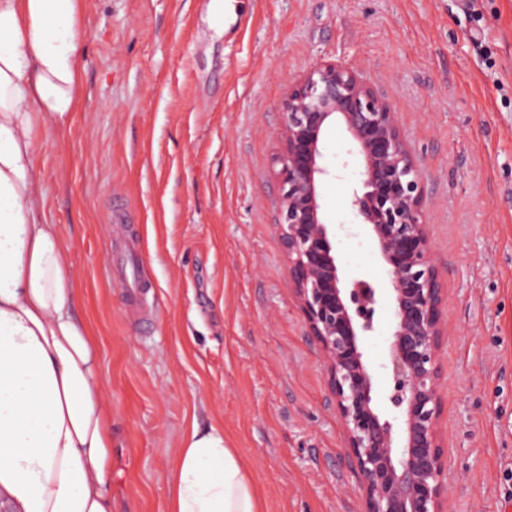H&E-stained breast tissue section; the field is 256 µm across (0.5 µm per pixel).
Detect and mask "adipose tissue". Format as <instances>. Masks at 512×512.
<instances>
[{
    "mask_svg": "<svg viewBox=\"0 0 512 512\" xmlns=\"http://www.w3.org/2000/svg\"><path fill=\"white\" fill-rule=\"evenodd\" d=\"M84 0H0V512H112V406L74 311L70 248L46 215L37 147L79 105ZM168 512H263L223 431L180 442Z\"/></svg>",
    "mask_w": 512,
    "mask_h": 512,
    "instance_id": "obj_1",
    "label": "adipose tissue"
}]
</instances>
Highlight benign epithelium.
Wrapping results in <instances>:
<instances>
[{
  "label": "benign epithelium",
  "mask_w": 512,
  "mask_h": 512,
  "mask_svg": "<svg viewBox=\"0 0 512 512\" xmlns=\"http://www.w3.org/2000/svg\"><path fill=\"white\" fill-rule=\"evenodd\" d=\"M282 111L277 181L288 279L327 362L363 512H444L448 485L438 433L444 290L432 258L421 173L396 113L341 61L318 62L294 81ZM338 117L353 139L347 155L363 157L348 208L372 227L388 267L387 288L364 276L342 283L318 203L319 182L330 175L322 136ZM382 300L391 302L394 319L387 359L376 369L362 342L376 330ZM379 369L386 375V416L372 396Z\"/></svg>",
  "instance_id": "benign-epithelium-1"
}]
</instances>
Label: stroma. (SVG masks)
<instances>
[{"label": "stroma", "mask_w": 512, "mask_h": 512, "mask_svg": "<svg viewBox=\"0 0 512 512\" xmlns=\"http://www.w3.org/2000/svg\"><path fill=\"white\" fill-rule=\"evenodd\" d=\"M86 0L83 91L37 155L70 247L76 312L99 338L112 402L114 512H167L192 425L230 436L265 512H363L325 358L278 226L282 102L339 60L397 114L423 177L445 289L439 351L446 512H512V0ZM325 131L318 202L342 279L387 284L345 202L361 156ZM147 309L110 269L131 234Z\"/></svg>", "instance_id": "stroma-1"}]
</instances>
